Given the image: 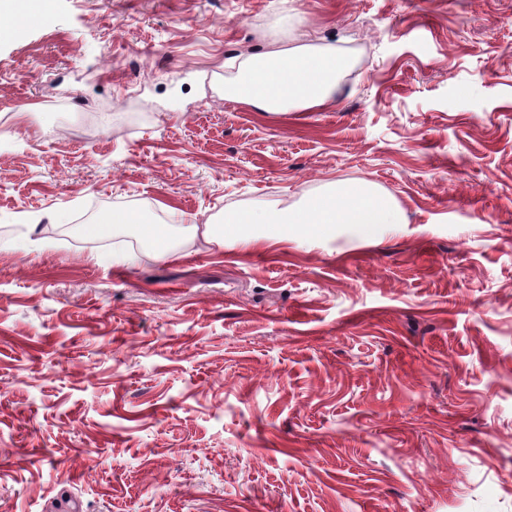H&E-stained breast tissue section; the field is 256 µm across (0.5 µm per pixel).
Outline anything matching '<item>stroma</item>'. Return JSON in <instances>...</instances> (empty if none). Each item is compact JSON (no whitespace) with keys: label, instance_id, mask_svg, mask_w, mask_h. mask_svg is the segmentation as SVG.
I'll use <instances>...</instances> for the list:
<instances>
[{"label":"stroma","instance_id":"35a3bbf8","mask_svg":"<svg viewBox=\"0 0 512 512\" xmlns=\"http://www.w3.org/2000/svg\"><path fill=\"white\" fill-rule=\"evenodd\" d=\"M1 26L0 512H512V0H46ZM309 41L346 60L332 106L217 90ZM359 180L405 223L132 250L144 217ZM135 223L134 218L127 213H113L108 223L95 222L92 224H83L81 232L88 238H100L107 235L115 224Z\"/></svg>","mask_w":512,"mask_h":512}]
</instances>
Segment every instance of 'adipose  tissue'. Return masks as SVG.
I'll use <instances>...</instances> for the list:
<instances>
[{
    "instance_id": "adipose-tissue-1",
    "label": "adipose tissue",
    "mask_w": 512,
    "mask_h": 512,
    "mask_svg": "<svg viewBox=\"0 0 512 512\" xmlns=\"http://www.w3.org/2000/svg\"><path fill=\"white\" fill-rule=\"evenodd\" d=\"M345 66L335 49L311 44L241 57L235 77L225 83L226 98L258 112H302L333 101L336 77ZM397 203L367 181L339 182L304 198L295 207L225 211L218 223L188 225L189 235L206 244L233 241L249 247L262 240L303 247L316 237L335 234L337 225L358 224L367 234L398 224Z\"/></svg>"
}]
</instances>
